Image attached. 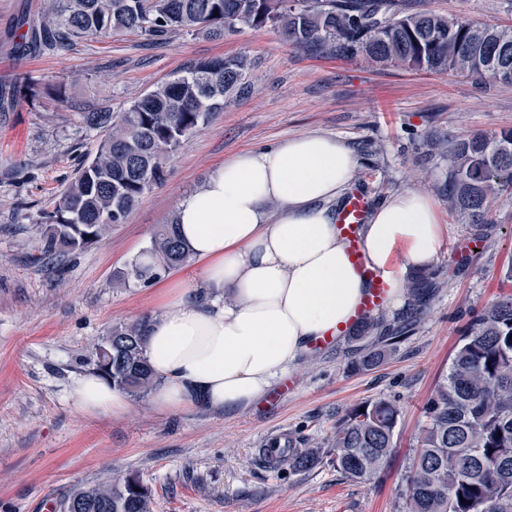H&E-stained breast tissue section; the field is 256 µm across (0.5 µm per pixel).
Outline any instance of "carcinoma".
Segmentation results:
<instances>
[{"mask_svg": "<svg viewBox=\"0 0 512 512\" xmlns=\"http://www.w3.org/2000/svg\"><path fill=\"white\" fill-rule=\"evenodd\" d=\"M277 27L306 49L334 45L337 53L369 63H398L428 72L454 71L512 85V27L431 13L406 14L401 0H52L19 35L18 58L52 47L66 50L84 37L136 34L148 41L176 31L222 38L241 26ZM242 57L199 61L184 74L136 98L115 116L82 113L102 133L95 156L81 166L54 209L43 216L34 260L63 258L99 241L123 223L141 198L166 179V163L183 141L224 111L231 93L247 90ZM448 207L482 222L488 197L512 187V128L478 133L448 145ZM124 274L148 282L192 256L173 220L159 227ZM150 318L112 327L93 345L92 371L130 395L157 386L144 352ZM358 353L370 370L400 342ZM427 423L406 475L403 512H512V294L485 306L471 321L425 406ZM392 401L374 399L349 409L327 450L282 446L288 467L309 469L322 456L348 476L368 480L387 462L400 420ZM68 512H152L151 495L134 473L78 487Z\"/></svg>", "mask_w": 512, "mask_h": 512, "instance_id": "obj_1", "label": "carcinoma"}]
</instances>
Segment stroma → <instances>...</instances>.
Returning a JSON list of instances; mask_svg holds the SVG:
<instances>
[{"instance_id":"stroma-1","label":"stroma","mask_w":512,"mask_h":512,"mask_svg":"<svg viewBox=\"0 0 512 512\" xmlns=\"http://www.w3.org/2000/svg\"><path fill=\"white\" fill-rule=\"evenodd\" d=\"M48 2L0 0V85L20 69L65 92L59 102L43 95L0 107V512H42L75 486L128 472L150 490L153 512H402L425 404L473 313L502 295L512 259V192L494 194L477 226L451 211L448 144L512 128V85L308 51L271 26L220 40L183 32L154 44L129 34L82 39L16 60L18 19L41 16ZM404 8L512 26V0H404ZM228 56L250 59L248 96L184 141L165 183L125 223L68 257L33 264L43 214L100 142L82 113L124 111L192 63ZM307 133L357 153L353 184L373 201L414 190L436 204L435 287L425 308L410 299L406 311L387 314L388 324L408 325L395 352L356 371L354 342L343 336L299 361L287 390L273 388L239 413L203 404L162 411L148 396L127 397L118 414L76 412L71 393L94 342L113 325L160 314L165 282L200 293L203 265L193 259L149 283L121 284L118 274L225 160ZM375 398L394 401L401 417L374 479L349 478L325 459L304 472L272 470L258 453L281 433L326 446L345 410Z\"/></svg>"}]
</instances>
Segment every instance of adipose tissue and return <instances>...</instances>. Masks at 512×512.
Here are the masks:
<instances>
[{
  "label": "adipose tissue",
  "instance_id": "obj_1",
  "mask_svg": "<svg viewBox=\"0 0 512 512\" xmlns=\"http://www.w3.org/2000/svg\"><path fill=\"white\" fill-rule=\"evenodd\" d=\"M358 157L318 133L239 153L178 205L182 236L204 265L213 294L200 305L168 284L145 354L164 409L201 403L241 412L353 314L363 282L336 232L333 203L355 177ZM364 255L390 284L388 305L406 302L407 275L430 270L440 247L436 204L407 190L380 203L360 231ZM78 412L117 413L124 395L87 373L72 393Z\"/></svg>",
  "mask_w": 512,
  "mask_h": 512
}]
</instances>
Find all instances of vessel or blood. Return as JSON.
Masks as SVG:
<instances>
[{"label":"vessel or blood","mask_w":512,"mask_h":512,"mask_svg":"<svg viewBox=\"0 0 512 512\" xmlns=\"http://www.w3.org/2000/svg\"><path fill=\"white\" fill-rule=\"evenodd\" d=\"M371 208L370 198L360 189H351L336 215V231L343 239L350 266L366 285L365 293L357 307V317H364L380 308L387 296L388 281L384 275L365 260L359 237Z\"/></svg>","instance_id":"1"}]
</instances>
